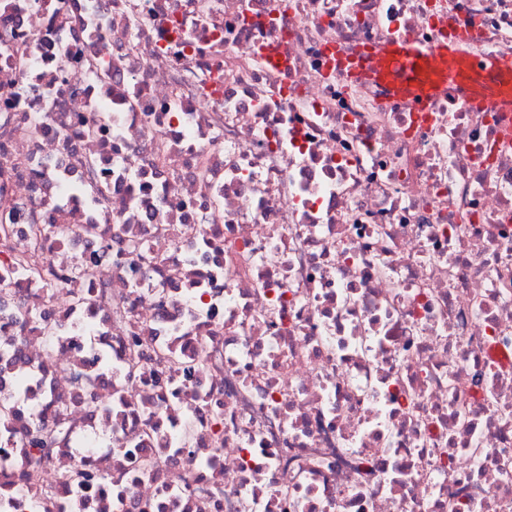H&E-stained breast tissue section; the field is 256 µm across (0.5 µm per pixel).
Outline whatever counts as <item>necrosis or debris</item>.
<instances>
[{
	"label": "necrosis or debris",
	"instance_id": "4bbe7bcc",
	"mask_svg": "<svg viewBox=\"0 0 512 512\" xmlns=\"http://www.w3.org/2000/svg\"><path fill=\"white\" fill-rule=\"evenodd\" d=\"M405 40L512 0H0V512H512V112ZM457 51L448 42L430 47L413 41L388 43L358 55L350 71L376 80L416 111L448 85H458L465 105L512 112V64L486 59L478 65L477 80L466 79L457 67ZM426 73L435 75L427 81ZM63 422L57 418L52 424H41L33 429L29 436V444L40 451L50 448L58 435L62 434Z\"/></svg>",
	"mask_w": 512,
	"mask_h": 512
}]
</instances>
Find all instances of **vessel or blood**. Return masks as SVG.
<instances>
[{
	"label": "vessel or blood",
	"instance_id": "1",
	"mask_svg": "<svg viewBox=\"0 0 512 512\" xmlns=\"http://www.w3.org/2000/svg\"><path fill=\"white\" fill-rule=\"evenodd\" d=\"M457 62V52L448 43L430 47L405 41L358 55L351 70L382 83L419 112L451 85L459 86L465 105L512 112L511 63L484 60L477 68L476 80L471 81L460 72Z\"/></svg>",
	"mask_w": 512,
	"mask_h": 512
}]
</instances>
